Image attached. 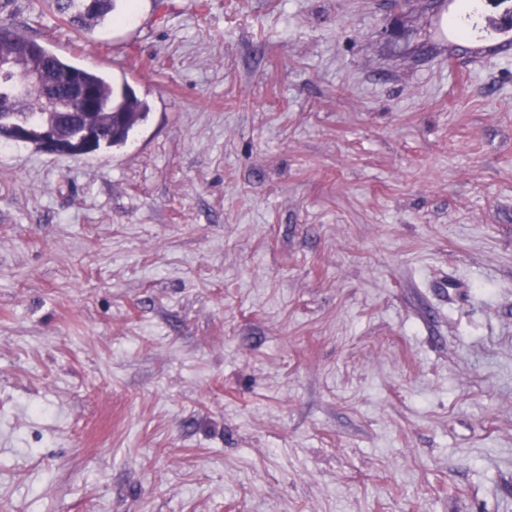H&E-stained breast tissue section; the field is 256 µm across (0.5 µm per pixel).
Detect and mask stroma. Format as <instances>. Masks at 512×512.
I'll return each mask as SVG.
<instances>
[{
    "label": "stroma",
    "instance_id": "stroma-1",
    "mask_svg": "<svg viewBox=\"0 0 512 512\" xmlns=\"http://www.w3.org/2000/svg\"><path fill=\"white\" fill-rule=\"evenodd\" d=\"M512 0L0 20L149 107L0 143V512H512Z\"/></svg>",
    "mask_w": 512,
    "mask_h": 512
}]
</instances>
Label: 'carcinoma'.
Here are the masks:
<instances>
[{
	"label": "carcinoma",
	"mask_w": 512,
	"mask_h": 512,
	"mask_svg": "<svg viewBox=\"0 0 512 512\" xmlns=\"http://www.w3.org/2000/svg\"><path fill=\"white\" fill-rule=\"evenodd\" d=\"M82 0H51L54 12L78 33L88 30V20L103 19L115 8V0H98V8L92 14L81 11ZM29 41V37L18 33L10 24L0 22V62H7L14 73L22 75L30 65L42 66L48 85H58L61 76L76 68V65L62 59L45 49L42 53L23 54L19 46ZM84 82L95 88L101 98L96 122L100 126L101 147L119 146L127 141L130 133L139 126L148 115V107L140 101L128 85L117 87L102 74L80 69ZM25 110L24 117L32 120L40 129L57 128L66 135H77L81 131L80 115L72 112H47L41 100L31 97L18 104L9 99L0 98V141L7 137V126L1 118Z\"/></svg>",
	"instance_id": "1"
}]
</instances>
